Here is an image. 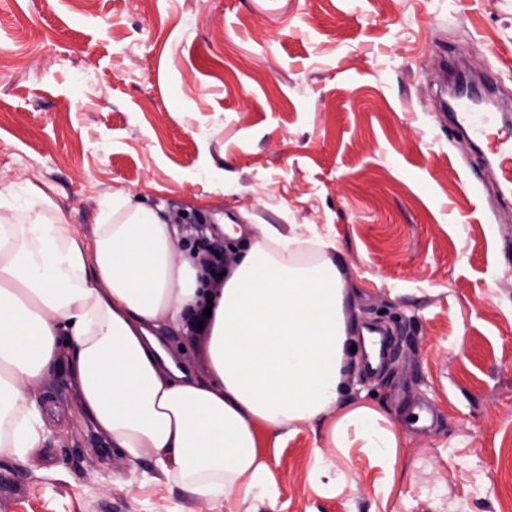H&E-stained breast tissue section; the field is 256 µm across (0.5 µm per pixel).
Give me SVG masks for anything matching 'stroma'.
<instances>
[{"label": "stroma", "mask_w": 512, "mask_h": 512, "mask_svg": "<svg viewBox=\"0 0 512 512\" xmlns=\"http://www.w3.org/2000/svg\"><path fill=\"white\" fill-rule=\"evenodd\" d=\"M462 60L512 88V0H0V215L34 185L88 243L115 197L317 235L388 328L336 406L262 432L275 512L512 506V205L440 104ZM30 393L45 441L0 454V512H268L131 468L65 369Z\"/></svg>", "instance_id": "stroma-1"}]
</instances>
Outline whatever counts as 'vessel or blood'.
<instances>
[{
    "mask_svg": "<svg viewBox=\"0 0 512 512\" xmlns=\"http://www.w3.org/2000/svg\"><path fill=\"white\" fill-rule=\"evenodd\" d=\"M453 125L491 155L504 195L512 196V121L484 109L467 87L459 88L452 108Z\"/></svg>",
    "mask_w": 512,
    "mask_h": 512,
    "instance_id": "obj_1",
    "label": "vessel or blood"
}]
</instances>
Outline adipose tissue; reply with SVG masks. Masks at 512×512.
Returning <instances> with one entry per match:
<instances>
[{
  "label": "adipose tissue",
  "mask_w": 512,
  "mask_h": 512,
  "mask_svg": "<svg viewBox=\"0 0 512 512\" xmlns=\"http://www.w3.org/2000/svg\"><path fill=\"white\" fill-rule=\"evenodd\" d=\"M28 195V222L0 225V450L42 446L29 387L63 367L128 464L153 456L204 502L260 489L275 506L259 429L311 422L347 386L357 322L329 242L270 227L218 271L163 207L106 203L88 244ZM172 331L200 334L194 370L163 347Z\"/></svg>",
  "instance_id": "1"
}]
</instances>
